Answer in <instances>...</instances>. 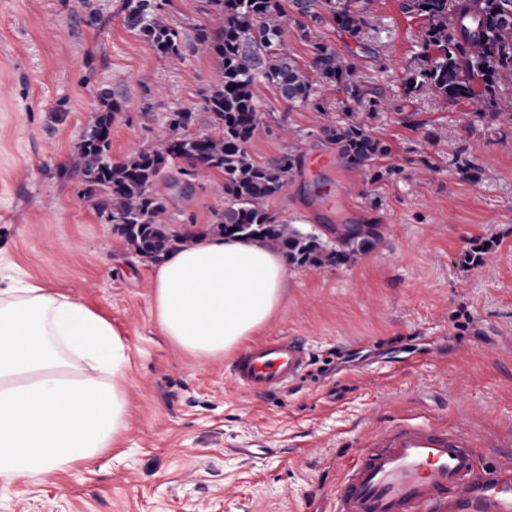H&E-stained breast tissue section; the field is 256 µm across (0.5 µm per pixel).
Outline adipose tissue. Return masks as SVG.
<instances>
[{"label": "adipose tissue", "mask_w": 512, "mask_h": 512, "mask_svg": "<svg viewBox=\"0 0 512 512\" xmlns=\"http://www.w3.org/2000/svg\"><path fill=\"white\" fill-rule=\"evenodd\" d=\"M285 270L258 240L174 243L150 306L169 341L201 360L254 336L279 306ZM128 347L97 311L40 283L0 288V483L54 479L124 434Z\"/></svg>", "instance_id": "obj_1"}]
</instances>
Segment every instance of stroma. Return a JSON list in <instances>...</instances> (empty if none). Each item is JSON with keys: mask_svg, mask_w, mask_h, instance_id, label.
Listing matches in <instances>:
<instances>
[{"mask_svg": "<svg viewBox=\"0 0 512 512\" xmlns=\"http://www.w3.org/2000/svg\"><path fill=\"white\" fill-rule=\"evenodd\" d=\"M359 32L332 22L310 39L289 33L301 65L321 40L353 63L376 106L364 123L399 174L368 183L337 167L356 223L378 235L345 265L288 266L286 293L258 340L288 337L313 364L283 393H251L229 376L236 353L198 360L162 335L148 294L155 264L100 217L78 177L59 176L102 111L121 104L111 156L157 147L177 108L208 132L202 94L217 78L197 27H215L205 0H172L166 22L188 40L163 58L130 23L124 0H0V276L59 289L111 320L129 348V429L116 447L54 481L0 487V512H334L336 484L360 440L410 420L495 435L481 466L512 454V121H472L480 98L405 93L424 22L400 0H352ZM255 94L267 125L248 150L259 162L291 148L333 152L317 136L345 119L347 95L323 91L324 111L292 110L277 90ZM482 171L463 179L462 167ZM164 221L207 231L224 206V177L185 179L169 168ZM303 173L270 200L280 222L323 241L336 223L308 198ZM492 244L481 264L461 257Z\"/></svg>", "mask_w": 512, "mask_h": 512, "instance_id": "1", "label": "stroma"}]
</instances>
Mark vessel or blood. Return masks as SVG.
<instances>
[{
	"instance_id": "obj_1",
	"label": "vessel or blood",
	"mask_w": 512,
	"mask_h": 512,
	"mask_svg": "<svg viewBox=\"0 0 512 512\" xmlns=\"http://www.w3.org/2000/svg\"><path fill=\"white\" fill-rule=\"evenodd\" d=\"M307 347L277 337L235 360V382L283 391L306 370ZM481 443L466 431L401 422L370 436L336 489V512H512V455L478 469Z\"/></svg>"
}]
</instances>
